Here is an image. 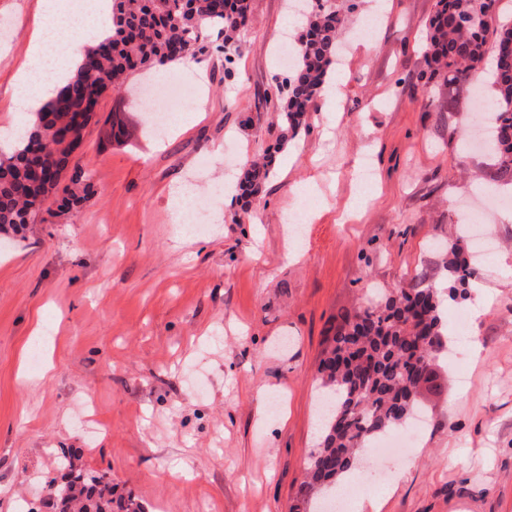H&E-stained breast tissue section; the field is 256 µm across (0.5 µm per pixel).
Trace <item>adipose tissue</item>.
Returning <instances> with one entry per match:
<instances>
[{
    "mask_svg": "<svg viewBox=\"0 0 512 512\" xmlns=\"http://www.w3.org/2000/svg\"><path fill=\"white\" fill-rule=\"evenodd\" d=\"M75 14L68 0H43L28 43V61L15 75V112L32 116L73 74L81 49L104 38L110 28L112 0Z\"/></svg>",
    "mask_w": 512,
    "mask_h": 512,
    "instance_id": "1",
    "label": "adipose tissue"
}]
</instances>
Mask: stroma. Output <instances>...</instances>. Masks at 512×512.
Masks as SVG:
<instances>
[{"label":"stroma","mask_w":512,"mask_h":512,"mask_svg":"<svg viewBox=\"0 0 512 512\" xmlns=\"http://www.w3.org/2000/svg\"><path fill=\"white\" fill-rule=\"evenodd\" d=\"M343 32L347 81L282 141L271 93L289 76L283 40L298 41L289 0H251L246 48L232 65L216 51L199 71L168 77L199 90L164 140L147 133L129 91L105 94L78 152L99 192L79 211H42L0 251V512L47 498L46 476L66 451L79 467L108 472L118 491L151 512H291L317 431L325 339L371 289L447 273L434 243L468 214L458 201L506 198L492 228L498 252L443 321L470 314L477 354L438 360L416 445L374 460L362 452L349 505L379 512H512V184L486 154L466 148L484 108L469 92L429 108L418 88L435 0H392L373 30L377 0H353ZM41 0H0V126L12 78ZM232 77H225V69ZM129 135L112 136L113 120ZM272 156L250 202L210 209L224 178L245 160ZM369 156L371 189L350 178ZM313 181L298 244L282 210ZM192 184L209 228L178 239L168 189ZM297 249L298 258L288 256ZM487 300L476 312L477 300ZM49 330L45 368L32 367L37 328Z\"/></svg>","instance_id":"1"}]
</instances>
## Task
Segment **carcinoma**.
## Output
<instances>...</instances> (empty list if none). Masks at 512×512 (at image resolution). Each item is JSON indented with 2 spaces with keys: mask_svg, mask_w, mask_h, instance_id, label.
<instances>
[{
  "mask_svg": "<svg viewBox=\"0 0 512 512\" xmlns=\"http://www.w3.org/2000/svg\"><path fill=\"white\" fill-rule=\"evenodd\" d=\"M306 28L295 52L278 123L297 133L317 100L329 70L337 63L338 39L349 22V0H304ZM476 0H437L426 33L423 54L433 73L448 86V102L464 90L479 70L487 44H493L495 68L491 87L492 151L497 172L512 180V23L500 20L497 0L482 3L488 16L478 28L465 24ZM249 0L224 8V0H112V32L83 48L72 75L35 113L36 121L16 146L0 152V246L14 242L35 221L48 201L62 211H76L97 189L93 174L76 158L83 132L109 91L122 88L138 68H165L205 54L204 36L217 32L215 51L234 63L246 47ZM69 174V183H36L31 165ZM271 175V165L246 160L237 191L243 198L258 194ZM467 242L448 241L443 267L448 271L450 299L476 279L477 270L464 257ZM423 273L387 293H372L368 304L343 320L327 338L318 373L332 408L320 417L322 435L311 453L302 503L321 512L334 495L336 482L356 467L361 451L378 437L405 424L420 404L421 390L447 349L448 333L441 317L444 297ZM47 489L62 503L59 512H146L132 493L118 494L105 472L70 468Z\"/></svg>",
  "mask_w": 512,
  "mask_h": 512,
  "instance_id": "cac0c4a2",
  "label": "carcinoma"
}]
</instances>
